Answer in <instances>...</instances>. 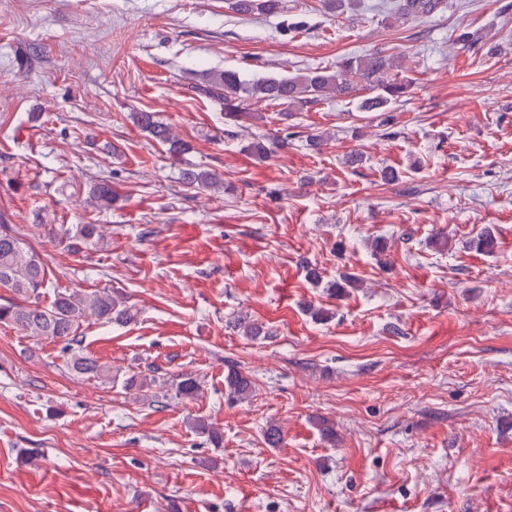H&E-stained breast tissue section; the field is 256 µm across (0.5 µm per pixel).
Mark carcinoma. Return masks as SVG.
<instances>
[{
    "mask_svg": "<svg viewBox=\"0 0 512 512\" xmlns=\"http://www.w3.org/2000/svg\"><path fill=\"white\" fill-rule=\"evenodd\" d=\"M283 0H236V12L242 16L277 13L282 10ZM440 4V0H397L390 11L403 19L427 16ZM401 65L382 53H370L361 57L343 59L336 69L309 70L297 76H270L252 81L241 79L239 72L226 70L208 83L204 92L212 95L224 90L225 119L236 122L245 114L247 101H269L285 104L290 108L315 104L328 96L345 97L352 86L348 75L355 74L372 95L363 98L358 109L361 112L380 113V125L385 135L391 131L393 106L399 102L409 87V80L397 78ZM137 127L153 140L167 147L176 160L190 153L191 145L171 131L154 112L132 113ZM288 146V138L270 139L258 136L251 141L249 151L257 159H266L274 147ZM182 179L191 187H210L220 190L224 182L206 169L188 167L182 171ZM90 204L100 210H108L117 201L112 182L102 178L94 181L88 190ZM472 247L486 254L494 252L496 238L489 227L481 229L472 240ZM50 280L48 270L40 258L32 252L19 231L9 224H0V287L8 289L13 297L0 303V324L14 325L34 340L52 339L66 342V365L77 375L104 380L112 379L110 370L97 359L83 352L76 332L88 319L105 323L127 325L137 318V311L127 305L125 297L102 288L93 292L75 290L53 291V298L46 296ZM358 279L344 274L329 285V290L339 296L350 288L358 287ZM154 375L138 372L129 375L124 382L128 390L149 389L156 385ZM179 399H195L201 392L199 380L191 374H181L169 383ZM225 396L230 402L250 397L254 391L251 378L236 365H227L224 372Z\"/></svg>",
    "mask_w": 512,
    "mask_h": 512,
    "instance_id": "carcinoma-1",
    "label": "carcinoma"
}]
</instances>
